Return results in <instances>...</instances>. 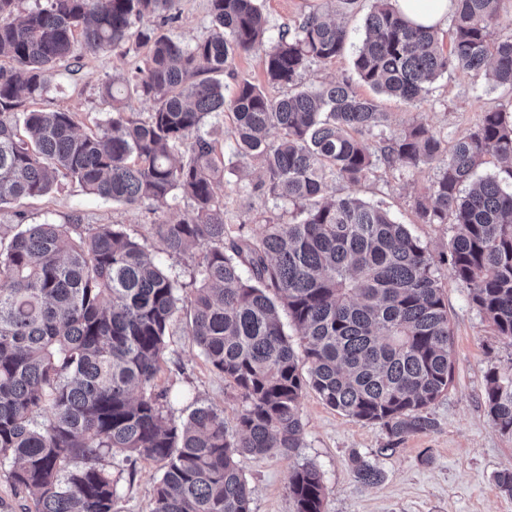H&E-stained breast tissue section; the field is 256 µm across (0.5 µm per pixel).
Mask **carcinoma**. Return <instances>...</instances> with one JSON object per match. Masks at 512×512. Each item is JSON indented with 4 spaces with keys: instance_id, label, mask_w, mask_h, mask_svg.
<instances>
[{
    "instance_id": "carcinoma-1",
    "label": "carcinoma",
    "mask_w": 512,
    "mask_h": 512,
    "mask_svg": "<svg viewBox=\"0 0 512 512\" xmlns=\"http://www.w3.org/2000/svg\"><path fill=\"white\" fill-rule=\"evenodd\" d=\"M0 0V205L46 194L58 176L116 203L165 206L181 194L191 213L154 225L170 256H199L188 328L213 371L243 403L237 431L201 406L176 423L154 381L185 285L122 227L0 225V464L34 512H115L117 483L101 464L143 457L160 464L152 512H251L244 456H288L302 447L300 397L311 387L329 407L383 426L396 444L430 430V406L453 375L452 332L437 266L448 261L472 304L512 340V110H492L445 143L422 123L383 137L375 94L408 102L453 68L512 88V38L492 28L506 0H453L448 52L438 31L414 26L391 0H375L352 59L355 81L301 86L303 72L346 49L345 26L312 11L265 53L272 97L242 80L224 96L228 60L263 40L258 0H208L212 33L193 43L145 24L176 19L179 0H46L13 19ZM131 40L148 46L134 79L105 85L112 116L80 131L76 112L22 111L68 63L73 44L92 53ZM153 102L148 119L126 111ZM229 112L237 152L257 160L269 198L296 207L256 237L224 223V153L201 134ZM278 139L268 140L270 131ZM448 163L414 209L423 224L455 225L448 258H435L387 211L350 194L326 197L327 179L358 183L377 164ZM505 163L473 181L485 157ZM298 328L297 352L280 312ZM493 427L512 434V377L487 376ZM355 478L382 475L353 455ZM294 512H323L316 465L289 477Z\"/></svg>"
}]
</instances>
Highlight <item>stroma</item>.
Returning a JSON list of instances; mask_svg holds the SVG:
<instances>
[{
  "label": "stroma",
  "instance_id": "stroma-1",
  "mask_svg": "<svg viewBox=\"0 0 512 512\" xmlns=\"http://www.w3.org/2000/svg\"><path fill=\"white\" fill-rule=\"evenodd\" d=\"M321 0H261L267 19L268 37L294 25ZM374 0H359L348 16L349 43L357 45L364 16ZM212 30L208 0H180L178 17L159 26V33L191 43ZM350 50L326 62L313 63L303 74L305 84L341 80L352 75ZM266 46L235 56L226 79L227 89L248 80L282 95L281 87H269L263 60ZM145 48L127 43L96 54L75 48L69 65L56 68L47 91L33 103L44 112L81 113L85 127L105 120L109 107L102 91L106 82L130 76L142 64ZM378 102L389 115L385 135L398 134L414 123H422L448 141L469 133L484 112L512 108V89L493 84L463 70H451L431 83L418 104L386 95ZM204 133L224 152L231 166L224 171V221L256 236L263 224H285L296 209L286 202L264 196L262 170L250 158L236 153L233 126L227 114L207 118ZM443 160L417 169L377 166L373 175L356 184L329 179L332 195H353L381 205L394 221L406 225L433 255L447 253L454 235L450 224L420 223L414 200L430 186L443 168ZM191 210L188 199L177 198L164 207L151 202L126 206L88 193L77 181L59 178L46 195L21 199L0 206V224L69 223L80 217L82 224H121L140 240L147 252L171 275L191 282L196 262L168 256L152 234L156 224L172 223ZM437 276L443 287L448 318L453 331L454 375L445 392L430 409L431 430L406 437L395 451L377 424L353 420L327 406L314 389H304L300 417L304 431L302 448L292 455L242 457L239 466L253 489L251 512H294L289 477L294 468L314 463L325 486L324 512H512V497L502 493L498 472L512 470V435L497 431L486 405V379L490 371L512 373V340L499 336L493 324L472 305L467 289L455 282L446 264ZM166 394L164 405L173 419L183 420L198 404L222 410L228 427H235L242 410L237 390L214 372L193 342L186 312H179L170 329L169 347L155 380ZM360 455L383 473L382 481L368 486L356 481L352 455ZM162 475L159 464L139 460L118 473V512H151L155 486Z\"/></svg>",
  "mask_w": 512,
  "mask_h": 512
}]
</instances>
